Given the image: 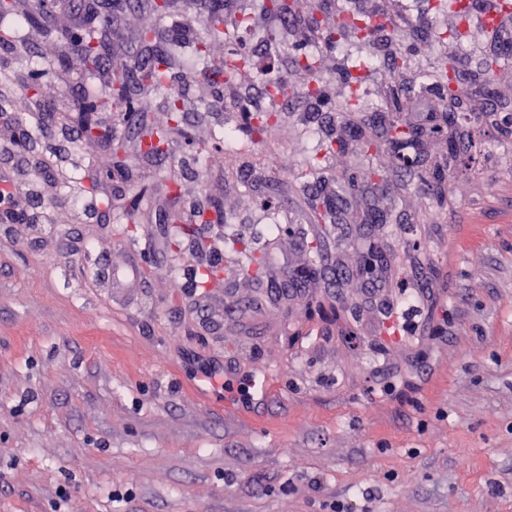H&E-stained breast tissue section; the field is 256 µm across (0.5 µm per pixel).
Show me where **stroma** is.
Listing matches in <instances>:
<instances>
[{
	"label": "stroma",
	"instance_id": "obj_1",
	"mask_svg": "<svg viewBox=\"0 0 512 512\" xmlns=\"http://www.w3.org/2000/svg\"><path fill=\"white\" fill-rule=\"evenodd\" d=\"M222 0L220 55L242 47L273 55L290 92L273 143H256L247 179L232 174L230 156L200 158L182 178V206L223 202L224 234L265 242L273 262L262 280L228 264L224 284L195 292L191 249L167 246L174 229L168 198L155 188L132 236L102 223L94 199L64 188L72 161L97 174L104 142L80 133L64 139L60 123L81 85V61L60 39L29 30V52L13 57L28 71L67 54L64 73L50 74L44 94L55 110L39 123L25 108L0 122V169L14 173L11 206L28 221H0V512H512V123L488 140L487 157L457 178L437 216L407 173L349 189L357 170L355 133L386 124H418L438 106L415 95L396 115H347L343 89L328 87L330 106L303 97L309 76L293 60L316 52L323 74L341 53L374 63L370 95L379 100L390 74L384 61L409 51L406 83L421 67L455 53L459 67L497 62L488 103L512 102V49L489 51L481 10H473L467 45L439 43L451 22L435 0H293L282 20L256 12L257 37L233 39L242 5ZM211 0H174L156 22L141 0H102L112 14L110 75L123 73L140 49L137 33L158 26L196 28ZM383 15L387 26L365 45L343 37L339 47L315 41L310 18L339 10ZM272 34L274 43L263 42ZM196 139L242 124L243 104L266 106L256 74L233 83L191 76L178 87ZM42 125L49 174L11 151L16 124ZM348 137L333 163L329 190L340 198L324 274L288 296L282 282L307 262L300 159L315 137ZM276 178L284 229L265 232L257 185ZM396 235H384L379 217ZM388 255L391 288L380 298L415 317L401 342L380 336V315L365 311V279L351 276L366 243ZM139 268L138 285L117 288L113 274ZM211 377L214 394L196 383Z\"/></svg>",
	"mask_w": 512,
	"mask_h": 512
}]
</instances>
